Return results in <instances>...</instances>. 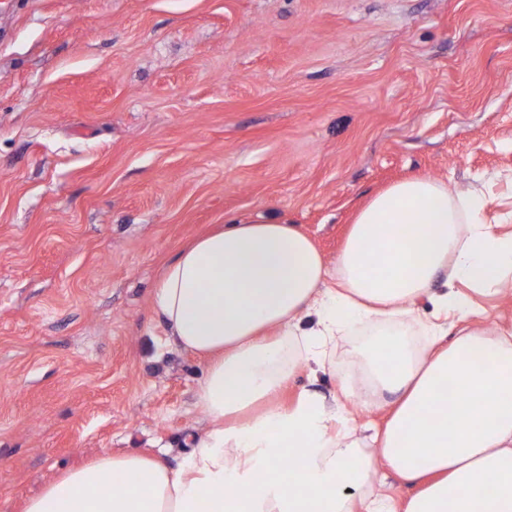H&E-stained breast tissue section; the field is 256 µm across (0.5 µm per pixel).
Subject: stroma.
Here are the masks:
<instances>
[{"label": "stroma", "instance_id": "obj_1", "mask_svg": "<svg viewBox=\"0 0 512 512\" xmlns=\"http://www.w3.org/2000/svg\"><path fill=\"white\" fill-rule=\"evenodd\" d=\"M407 177L512 237V0H0V512L103 451L178 469L206 361L161 269L216 225H298L335 262ZM512 330V273L454 281ZM362 326L288 392L354 376Z\"/></svg>", "mask_w": 512, "mask_h": 512}]
</instances>
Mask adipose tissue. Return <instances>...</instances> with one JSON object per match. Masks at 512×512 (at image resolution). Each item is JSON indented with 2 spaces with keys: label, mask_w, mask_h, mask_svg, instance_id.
I'll return each mask as SVG.
<instances>
[{
  "label": "adipose tissue",
  "mask_w": 512,
  "mask_h": 512,
  "mask_svg": "<svg viewBox=\"0 0 512 512\" xmlns=\"http://www.w3.org/2000/svg\"><path fill=\"white\" fill-rule=\"evenodd\" d=\"M481 210L479 197L410 177L359 211L332 264L293 224L195 238L165 265L153 304L170 338L208 359L197 405L210 431L175 471L104 452L50 482L26 512H512V332L468 326L471 302L452 287H492L512 272V238ZM423 297L437 322L414 352L390 321ZM450 314L461 329L444 324ZM354 324L376 332L360 400L388 406L362 441L346 431L347 386L287 394ZM383 469L411 488L404 507L362 494Z\"/></svg>",
  "instance_id": "1"
}]
</instances>
